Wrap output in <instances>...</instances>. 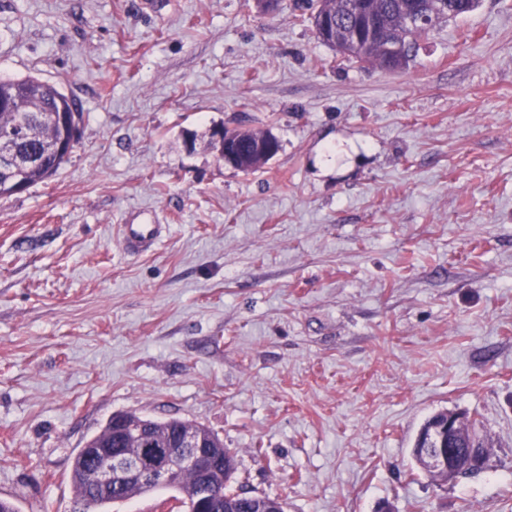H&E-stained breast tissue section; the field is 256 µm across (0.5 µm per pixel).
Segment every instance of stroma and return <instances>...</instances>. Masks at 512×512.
Wrapping results in <instances>:
<instances>
[{"label": "stroma", "instance_id": "obj_1", "mask_svg": "<svg viewBox=\"0 0 512 512\" xmlns=\"http://www.w3.org/2000/svg\"><path fill=\"white\" fill-rule=\"evenodd\" d=\"M279 0H0V78L74 97L81 140L0 198V498L74 512L112 415L179 418L287 512H512V0L409 68L348 62ZM270 131L245 173L214 128ZM134 211L161 224L127 255ZM478 416L486 469L414 461ZM161 224L142 221H125L121 224L122 244L127 254L148 252L160 237Z\"/></svg>", "mask_w": 512, "mask_h": 512}]
</instances>
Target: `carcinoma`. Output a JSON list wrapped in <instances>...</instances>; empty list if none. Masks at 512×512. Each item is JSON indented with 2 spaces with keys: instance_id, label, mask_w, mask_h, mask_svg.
Masks as SVG:
<instances>
[{
  "instance_id": "cac0c4a2",
  "label": "carcinoma",
  "mask_w": 512,
  "mask_h": 512,
  "mask_svg": "<svg viewBox=\"0 0 512 512\" xmlns=\"http://www.w3.org/2000/svg\"><path fill=\"white\" fill-rule=\"evenodd\" d=\"M314 6L311 15L313 24H318L321 14H329L336 18V26L345 29L349 26H360L365 23V14L376 16L384 28L385 40L366 43H351L340 46L337 51L353 63L369 64L387 68L386 57L389 52L386 41L394 40L405 48L404 61L406 67L415 57L418 40L434 30L441 23L457 18L466 11L448 14L445 0H431L434 5L433 16L425 25H412L408 22L406 5L409 0H309ZM83 112L77 100L61 92L56 86L43 82L35 77L21 79H0V140L16 142L17 151L25 160L32 161L27 167L20 165L6 174L0 172V198L15 194L14 182L21 181L32 187L54 176L68 160L69 155L59 153L55 146L63 138L79 140L80 124ZM155 427L156 437L164 442L168 431L178 426H188L190 422L180 419L158 420L147 419ZM224 481L212 486V491L224 496V512H263L265 506L272 502L268 496H258L244 500L233 487V476L237 471L235 455L224 450ZM79 458H74L71 482L76 491V500L87 504V512H108V507L117 502L139 496L132 491L116 492L114 490L97 489L86 486L81 481ZM182 495L180 502H188L199 495L200 487L191 472L182 474L178 484L172 486Z\"/></svg>"
}]
</instances>
